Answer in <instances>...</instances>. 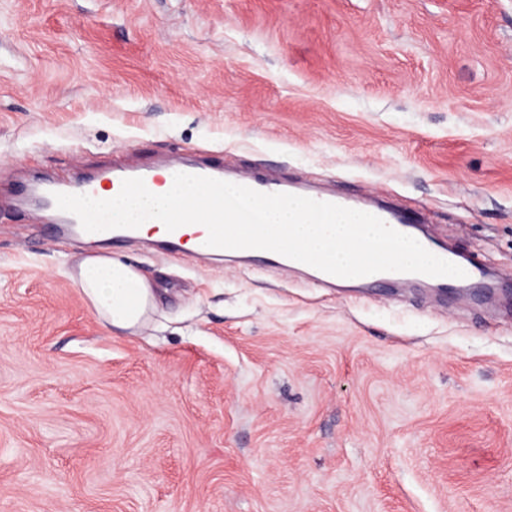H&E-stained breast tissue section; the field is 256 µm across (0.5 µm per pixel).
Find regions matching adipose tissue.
Wrapping results in <instances>:
<instances>
[{
    "mask_svg": "<svg viewBox=\"0 0 512 512\" xmlns=\"http://www.w3.org/2000/svg\"><path fill=\"white\" fill-rule=\"evenodd\" d=\"M207 193L204 185L175 179L164 181L150 194L118 197L112 190L101 188L89 206L111 213L113 223L138 225L142 237L158 239L167 234L168 225L141 223L144 212L164 213L175 207H187ZM71 280L98 318L119 330L137 331L155 307L156 297L148 278L132 265L109 256H86Z\"/></svg>",
    "mask_w": 512,
    "mask_h": 512,
    "instance_id": "ef3b65f1",
    "label": "adipose tissue"
}]
</instances>
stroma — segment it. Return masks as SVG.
Here are the masks:
<instances>
[{"label": "stroma", "mask_w": 512, "mask_h": 512, "mask_svg": "<svg viewBox=\"0 0 512 512\" xmlns=\"http://www.w3.org/2000/svg\"><path fill=\"white\" fill-rule=\"evenodd\" d=\"M220 156L512 270V0H0V512H512V284L90 246L36 179ZM151 281L137 332L70 279ZM183 231L188 237V242L186 247L194 250L189 251L194 255H202V256H218L224 255L226 251L233 252L238 255H245L243 257L253 259H264L268 262L277 261L279 263L288 265L292 268H303V269H313L317 272V278L320 282L327 286L336 287L343 285H353L359 284L364 288H369L374 283H398V282H407V281H429L434 283L438 288H441L443 292H447L448 289L456 290L457 288H461L464 284H462L461 279L463 278H455V277H432L423 274L417 273H400V272H381L363 277L356 278H341L337 276H333L322 272L314 267H311L307 264L301 263L299 261L290 259L283 255H280L275 252L260 250V249H223V248H215L206 245V240L208 237V231L205 229V232L202 235H198L199 239L195 244V234L202 228L205 224H182ZM195 244V247H194ZM71 280L98 318L111 328L133 333L155 307L148 278L132 265L109 256H86Z\"/></svg>", "instance_id": "1"}]
</instances>
